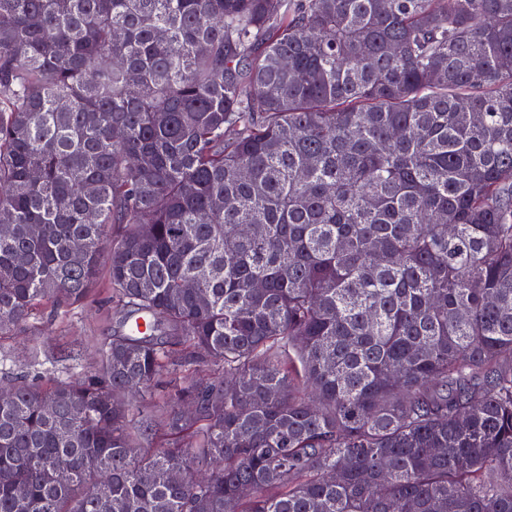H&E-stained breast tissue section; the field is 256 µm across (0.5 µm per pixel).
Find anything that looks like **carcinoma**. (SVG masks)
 <instances>
[{"label": "carcinoma", "mask_w": 512, "mask_h": 512, "mask_svg": "<svg viewBox=\"0 0 512 512\" xmlns=\"http://www.w3.org/2000/svg\"><path fill=\"white\" fill-rule=\"evenodd\" d=\"M0 17V335L133 311L0 400V512H512V0ZM81 305L58 306L52 299L33 310L19 335H0V386L24 377L50 386L72 375L95 373L101 347L122 334L123 311L112 301L105 270ZM174 409H177V406L173 400L167 396L166 392L155 391L154 396H152V400H147L146 404L143 403L139 407L140 414L137 415V418L141 419L145 417H151L153 419L159 420L162 415H165Z\"/></svg>", "instance_id": "1"}]
</instances>
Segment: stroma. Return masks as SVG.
Masks as SVG:
<instances>
[{
	"label": "stroma",
	"mask_w": 512,
	"mask_h": 512,
	"mask_svg": "<svg viewBox=\"0 0 512 512\" xmlns=\"http://www.w3.org/2000/svg\"><path fill=\"white\" fill-rule=\"evenodd\" d=\"M121 316L104 275L83 304L41 302L23 333L0 335V386L23 377L46 387L72 375L97 372L102 346L125 330Z\"/></svg>",
	"instance_id": "stroma-1"
}]
</instances>
